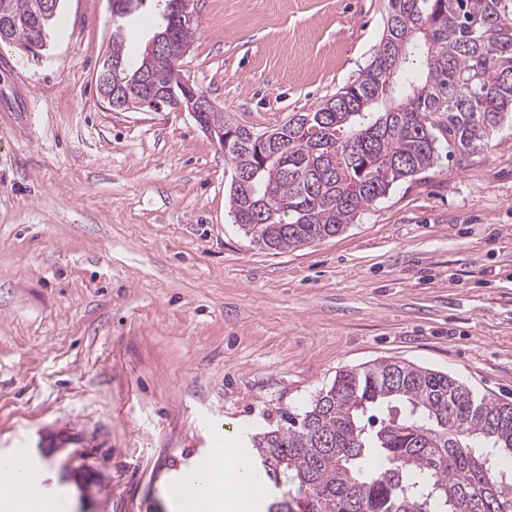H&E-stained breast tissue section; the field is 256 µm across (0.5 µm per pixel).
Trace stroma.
Masks as SVG:
<instances>
[{"label":"stroma","mask_w":512,"mask_h":512,"mask_svg":"<svg viewBox=\"0 0 512 512\" xmlns=\"http://www.w3.org/2000/svg\"><path fill=\"white\" fill-rule=\"evenodd\" d=\"M388 0H196L185 78L248 129L358 80ZM109 0H61L39 56L0 43V456L43 461L60 512H170L162 488L248 447L338 371L391 358L512 401V120L439 141L335 237L233 222L188 111L114 110Z\"/></svg>","instance_id":"1"}]
</instances>
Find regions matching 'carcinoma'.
<instances>
[{
  "instance_id": "cac0c4a2",
  "label": "carcinoma",
  "mask_w": 512,
  "mask_h": 512,
  "mask_svg": "<svg viewBox=\"0 0 512 512\" xmlns=\"http://www.w3.org/2000/svg\"><path fill=\"white\" fill-rule=\"evenodd\" d=\"M60 0H0L8 41L32 50ZM144 0H112L124 19ZM165 42L136 63L120 30L107 59L122 84L148 74L179 91L177 53L194 28L161 12ZM512 114V0H389L384 33L357 82L311 112L291 115L264 150L253 132L216 110L206 122L234 130L224 150L234 223L269 249L341 233L397 182L430 169L435 130L459 156L477 150ZM250 436L254 464L281 491L267 512H512V402L478 397L455 377L384 359L336 373L301 414Z\"/></svg>"
}]
</instances>
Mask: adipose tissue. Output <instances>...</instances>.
Instances as JSON below:
<instances>
[{
    "instance_id": "ef3b65f1",
    "label": "adipose tissue",
    "mask_w": 512,
    "mask_h": 512,
    "mask_svg": "<svg viewBox=\"0 0 512 512\" xmlns=\"http://www.w3.org/2000/svg\"><path fill=\"white\" fill-rule=\"evenodd\" d=\"M26 483L22 463L0 457V512H18L32 498ZM262 486L243 454L217 447L207 461L185 469L167 497L173 512H256Z\"/></svg>"
}]
</instances>
